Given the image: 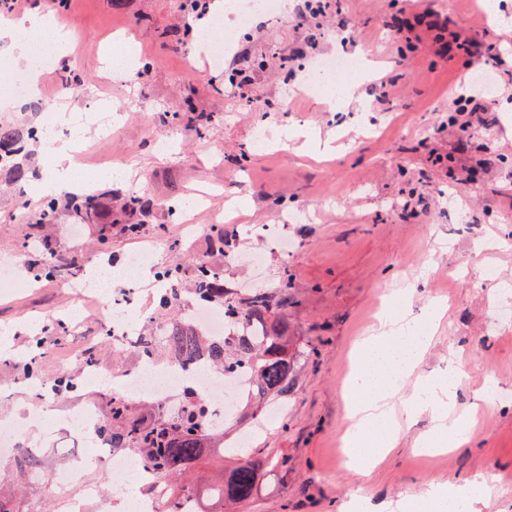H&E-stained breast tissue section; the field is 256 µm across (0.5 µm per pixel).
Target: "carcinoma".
<instances>
[{"label":"carcinoma","instance_id":"cac0c4a2","mask_svg":"<svg viewBox=\"0 0 512 512\" xmlns=\"http://www.w3.org/2000/svg\"><path fill=\"white\" fill-rule=\"evenodd\" d=\"M41 139L36 123L14 124L0 120V158L9 157L12 184L23 186L31 181L36 171L24 162L27 147ZM150 202L141 195H131L122 204L117 215L104 211V203L91 193L74 194L65 204L50 198L32 218L35 224H57L61 213H66L72 224H120L140 215L146 216ZM196 297L224 308L229 322L235 327L232 336L221 343L214 342L192 322L185 320L167 327L160 336H142L140 353L151 358L161 351H169L183 364L202 360L210 366L236 374L241 370L249 376L248 401L261 409L264 400L272 394L288 391L293 380V357L288 355V283L279 291L251 289L243 293L238 288L224 285L206 262L194 265L192 277ZM214 431L207 399L195 393L173 414L160 413L146 424L132 416V409L121 399H112V426H103L102 440L114 448H123L139 457L153 472L154 482L167 491V512H179L180 501L193 494L190 488L176 491L169 481L176 474L191 468L204 455V439ZM288 467V457H270L264 448H253L237 458L224 482L207 490L213 501L238 504L252 500L262 475V468Z\"/></svg>","mask_w":512,"mask_h":512}]
</instances>
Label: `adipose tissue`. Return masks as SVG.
Returning <instances> with one entry per match:
<instances>
[{
	"label": "adipose tissue",
	"instance_id": "1",
	"mask_svg": "<svg viewBox=\"0 0 512 512\" xmlns=\"http://www.w3.org/2000/svg\"><path fill=\"white\" fill-rule=\"evenodd\" d=\"M19 52L26 54L30 40L54 34L57 43H66L68 34L54 30L52 15L34 12L5 28ZM76 146L71 142L53 144L50 166L38 185L44 196H55L80 190L74 180L69 160ZM432 335L414 334L409 319H381L376 332L357 345L355 369L344 390L349 417L353 422L346 436L352 458L364 467L390 452L397 441L400 427L387 410L391 396L404 394L407 413L431 412L437 421L433 433L422 439L417 449L428 453L460 444L455 421L449 420L457 390L465 376L462 354H455L444 371L436 377L414 380L413 374L427 349ZM483 483L475 481L466 487L446 489L436 486L428 500L400 503L393 512H425L429 502H436L441 512H477L482 501Z\"/></svg>",
	"mask_w": 512,
	"mask_h": 512
}]
</instances>
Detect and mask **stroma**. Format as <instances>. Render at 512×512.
Wrapping results in <instances>:
<instances>
[{
  "mask_svg": "<svg viewBox=\"0 0 512 512\" xmlns=\"http://www.w3.org/2000/svg\"><path fill=\"white\" fill-rule=\"evenodd\" d=\"M498 2L499 16L488 20L472 0H340L338 8L304 21L302 0H288L283 19L257 15L237 30L234 51L216 67L199 36L219 17L233 25L232 15L213 8L189 28L179 0H68L65 14L79 44L67 64L84 84L69 94L59 74L46 75L43 102L62 112L101 103L124 111L112 138L86 129L75 161L104 172L133 168L154 206L139 234L116 224L103 246L96 224L69 229L16 221L37 202L27 190H0V256L13 257L28 283L18 293L0 294V330H14L12 354L0 357V427L22 425L19 446L36 458L26 470L0 460V499L10 512H68L87 485L101 496L86 512H114L122 477L107 468L76 474L67 492L55 487L56 475L95 446L97 433L81 442L67 425L37 424L33 417L43 405L58 416L92 403L110 419L115 385L138 355L103 336L97 301L75 304L70 284L77 273L69 264L78 258L90 266L104 247L121 258L150 242L159 267L178 265L188 275L204 259L227 285L249 288L244 258L259 253L262 286L290 284L293 385L267 402L262 417H252L244 397H236L224 422L225 445L265 448L289 464L266 470L252 501L226 505V512H336L343 503L352 512H386L437 484L512 476V323L501 316L503 306L512 307V0ZM442 22L461 38L502 49L496 91L469 116L472 136L444 120L453 92L469 85L483 64L461 52L452 59L441 54ZM124 43L150 66L109 79L103 54ZM336 54L369 58L341 105L302 90L304 66ZM187 103L214 115L205 134L173 123V112ZM260 129L270 149L254 148ZM435 151L452 153L454 163L433 165ZM199 187L218 197L210 212L197 215L202 229L190 237L181 216L169 215L167 207ZM225 194L238 200L240 221L225 225L229 245L219 254L210 227ZM407 201L413 212L403 211ZM299 209L314 221L284 224L288 211ZM279 223L295 243L291 254L249 232ZM46 241L58 266L50 279L34 264ZM487 264L496 278L483 276ZM389 293L411 295L415 319L426 318L436 301L447 302L419 371L438 374L451 352H463L468 363L456 411L474 421L468 443L419 455L413 447L434 423L430 414L416 415L404 424L398 447L359 475L336 458L349 428L342 380L355 341L369 334L376 304ZM193 300L183 293L179 306L157 317L155 294L141 281L135 290L140 332L156 333L161 320L184 315ZM52 312L63 317L60 329L32 326V319ZM32 357L39 377L64 379V386L36 393L23 371ZM92 367L105 385L87 380ZM490 386L492 400L482 395Z\"/></svg>",
  "mask_w": 512,
  "mask_h": 512,
  "instance_id": "obj_1",
  "label": "stroma"
}]
</instances>
